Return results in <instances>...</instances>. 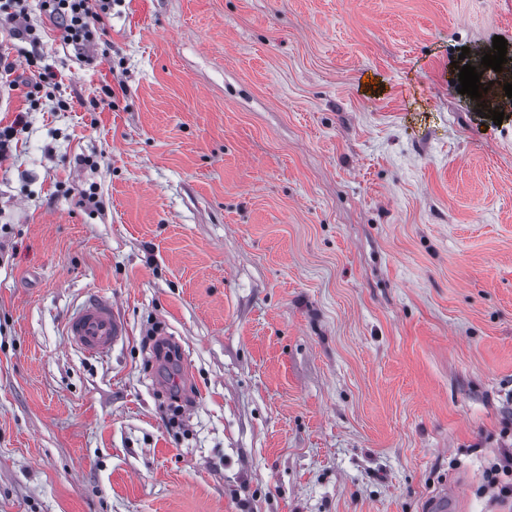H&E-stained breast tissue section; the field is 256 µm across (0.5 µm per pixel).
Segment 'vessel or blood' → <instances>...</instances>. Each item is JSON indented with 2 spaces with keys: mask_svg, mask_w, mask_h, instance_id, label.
I'll return each instance as SVG.
<instances>
[{
  "mask_svg": "<svg viewBox=\"0 0 512 512\" xmlns=\"http://www.w3.org/2000/svg\"><path fill=\"white\" fill-rule=\"evenodd\" d=\"M64 330L70 345L91 356L110 352L127 334L125 323L106 298L84 302L67 318Z\"/></svg>",
  "mask_w": 512,
  "mask_h": 512,
  "instance_id": "obj_1",
  "label": "vessel or blood"
}]
</instances>
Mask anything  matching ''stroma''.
I'll return each mask as SVG.
<instances>
[{"label":"stroma","mask_w":512,"mask_h":512,"mask_svg":"<svg viewBox=\"0 0 512 512\" xmlns=\"http://www.w3.org/2000/svg\"><path fill=\"white\" fill-rule=\"evenodd\" d=\"M30 19L0 49L62 80L0 87V512H512V0H114L87 59ZM64 330L70 345L91 356L110 352L127 335L125 323L106 298L84 302L67 318Z\"/></svg>","instance_id":"stroma-1"}]
</instances>
